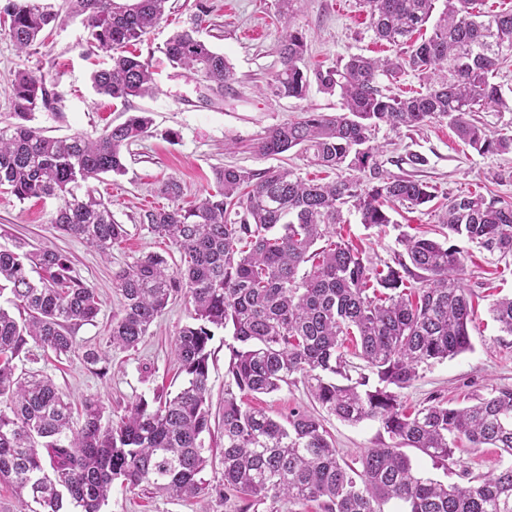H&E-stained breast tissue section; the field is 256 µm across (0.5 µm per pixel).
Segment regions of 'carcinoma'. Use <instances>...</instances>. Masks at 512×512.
Wrapping results in <instances>:
<instances>
[{
	"label": "carcinoma",
	"instance_id": "obj_1",
	"mask_svg": "<svg viewBox=\"0 0 512 512\" xmlns=\"http://www.w3.org/2000/svg\"><path fill=\"white\" fill-rule=\"evenodd\" d=\"M443 2L441 11L436 4ZM85 16L90 38L111 53L110 67L95 71L97 93L127 102L154 94L149 62L124 48L142 40L164 17L168 0H69ZM286 34L281 68L270 91L302 98L309 81L301 64L306 43L293 25L297 0H280ZM375 36L405 44L432 24L431 35L406 56H352L342 66L317 72L322 90L336 93L343 112H306L269 129L253 144L259 156L292 149L317 167L346 173L335 181L304 180L286 169L254 173L215 170L217 191L189 207L177 204L176 180L160 193L174 205L145 211L140 223L179 253L148 252L113 273L121 311L112 318L107 347L135 349L169 302L183 296L195 323L183 327L174 354L184 386L153 405L141 397L117 421L97 398L73 420L66 394L43 373L18 369L34 343L42 356L79 351L73 330L94 322L99 299L76 274L70 258L50 246L34 250L18 242L0 246V483L14 491L21 512H101L114 481L143 484L171 498L194 499L213 491L240 493L254 502L319 501L323 512H383L392 500L402 512H512V463L465 484L444 485L420 474L402 448L440 460L454 448H498L512 457V389L477 396L463 407L432 399L411 409L400 390L416 380L419 366L471 348L474 308L464 284V257L453 245L405 234V254L375 265L344 239H335L349 205L361 223H392L389 209L417 208L435 198L430 186L401 178H377L371 144L384 124L411 131L446 118L457 137L484 155L512 153V133L471 118L474 112H512V99L492 82L503 52L512 51V10L485 15L476 0H364ZM8 33L23 52L55 21L36 0H12ZM164 54L176 67L202 75L209 89H231L233 67L190 27L174 34ZM412 70L426 90L411 97L388 95L382 75ZM57 94L43 77L20 70L13 82L11 118L0 127V187L19 200L53 198L57 231L110 255L127 234L109 204L88 182L125 172L124 149L151 126L145 112L95 136L48 137L31 125ZM237 218H231V215ZM438 223L490 253L512 256V203L481 193L459 195L441 206ZM310 268H305V265ZM38 273L33 278L32 273ZM490 314L512 336V297L496 300ZM229 329L224 391L222 484L201 478L211 433L210 343L214 330ZM377 376L354 379L345 349ZM308 383L320 406L338 420H377L393 444L369 448L354 467L339 456L322 421L303 410L285 421L242 406L235 391L270 394L292 376Z\"/></svg>",
	"mask_w": 512,
	"mask_h": 512
}]
</instances>
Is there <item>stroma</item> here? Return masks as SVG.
I'll list each match as a JSON object with an SVG mask.
<instances>
[{"mask_svg":"<svg viewBox=\"0 0 512 512\" xmlns=\"http://www.w3.org/2000/svg\"><path fill=\"white\" fill-rule=\"evenodd\" d=\"M44 2L58 17L28 52L21 53L8 35L4 13L8 0H0V126L10 120L12 82L23 69L44 77L58 95L50 108L35 114L33 124L44 135H92L123 122L133 112H146L152 118L148 135L124 152L125 174L91 183L127 229L110 256H101L81 240L51 227L56 200L21 201L0 190V245L17 240L49 245L68 255L77 276L96 289L100 312L94 323L77 329L75 336L79 347L98 348L104 346L112 317L120 308L113 273L141 253L169 250L168 244L150 234L139 220L148 206H168V199L159 193L161 185L177 180L182 186L179 202L188 206L214 191V171L226 165L253 172L285 168L305 180L332 181L334 173L309 165L300 152L261 157L252 146L272 127L307 112L336 114L341 104L338 95L324 92L314 80L301 99L267 93L268 82L280 68L278 48L285 35L277 16L278 0H169L160 24L130 47L152 65L157 90L154 96L126 103L94 91L91 74L106 65L107 57L90 44L82 16L71 12L67 0ZM194 22L199 25L200 37L233 66L235 81L224 93H214L199 73L172 67L165 58L168 38ZM295 24L305 36V62L311 74L336 67L353 55L386 57L397 52L396 47L376 40L362 0H299ZM375 141L384 147L376 158L381 178L417 179L435 187L441 198L479 192L512 202V154L478 153L458 139L447 120H433L413 131H394L383 125L376 131ZM413 154L422 157V164L410 162ZM343 214L337 234L378 264L392 261L401 252V234L442 237L432 202L413 211L398 209L391 223L383 226L361 224L352 209H344ZM450 242L466 257L464 282L475 308L469 326L472 348L422 366L418 378L401 392L411 407L426 404L432 397L463 405L469 397L512 387V336L500 331L489 312L497 298L512 294V257L488 252L458 236ZM192 315L186 299L173 300L137 348L110 352L100 370L87 367L77 354L60 361L42 359L34 368L52 377L73 406L95 397L113 417H120L138 397L173 394L181 387L184 376L173 344L180 329L192 323ZM229 337L227 331H216L209 360L213 435L205 440L208 464L201 477L213 486L221 483L224 470L222 413ZM240 401L278 420L294 409L322 414L300 378L272 394H241ZM322 416L332 443L347 462H355L365 450L390 441L378 421L351 425L328 414ZM407 454L420 473L448 484L461 482L466 474L490 473L503 464L494 448H459L453 462L445 464L415 448ZM243 506L242 499L230 491L220 500L207 495L186 501L156 493L147 485L131 491L117 482L102 512H240Z\"/></svg>","mask_w":512,"mask_h":512,"instance_id":"35a3bbf8","label":"stroma"}]
</instances>
